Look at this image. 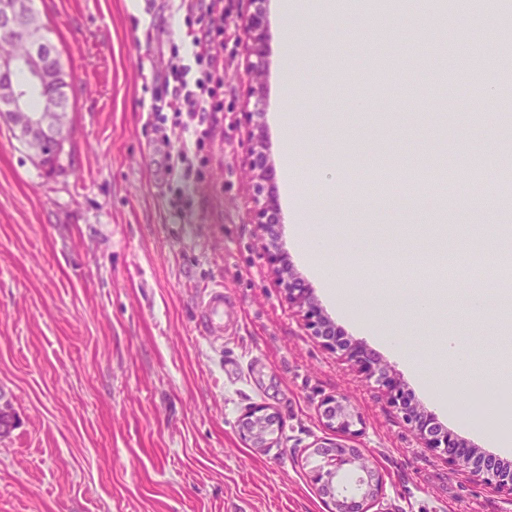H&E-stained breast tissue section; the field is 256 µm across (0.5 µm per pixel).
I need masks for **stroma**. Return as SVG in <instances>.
I'll return each mask as SVG.
<instances>
[{"mask_svg":"<svg viewBox=\"0 0 512 512\" xmlns=\"http://www.w3.org/2000/svg\"><path fill=\"white\" fill-rule=\"evenodd\" d=\"M279 3L263 5L268 52L255 100L241 36L249 0H224L221 17L188 16L177 0H34L74 87L72 132L51 174L0 122V394L19 415L0 439V512H326L309 474L328 435L319 408L329 396L363 420L355 444L383 477L376 512H512V497L423 448L383 391L310 334L263 253H281L330 323L363 343L421 411L512 462V446L488 427L502 407L494 388L448 382L464 372L506 381L499 333L462 308H340L288 212L263 230L252 223L248 164L252 130L273 167L292 148L295 179L322 201L331 236H355L368 256V270L343 272L344 287L366 296L389 288L371 269L393 249L484 257L487 237L512 226V209L477 205L462 183L439 205L429 192L411 197L408 183L417 158L432 156L462 180L468 159L512 144V85L461 103L451 95L470 87L452 77V60L488 52L482 34L501 14L471 8L462 28L410 0L377 26L366 0H344L298 24L304 64L288 88ZM203 27L224 30V65L212 73L222 109L210 113L185 178L165 169L174 115L154 107L170 95L173 48L187 50ZM420 30L425 59L411 54ZM292 113L304 122L289 146ZM328 155L343 164L324 173ZM216 282L238 322L220 348L198 323L199 295ZM386 326L401 332L405 353L379 340ZM449 332L475 356L447 374L439 343ZM256 405L281 422L272 447H251L240 433Z\"/></svg>","mask_w":512,"mask_h":512,"instance_id":"35a3bbf8","label":"stroma"}]
</instances>
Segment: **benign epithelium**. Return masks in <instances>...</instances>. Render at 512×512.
<instances>
[{"instance_id":"1","label":"benign epithelium","mask_w":512,"mask_h":512,"mask_svg":"<svg viewBox=\"0 0 512 512\" xmlns=\"http://www.w3.org/2000/svg\"><path fill=\"white\" fill-rule=\"evenodd\" d=\"M251 0L252 12L244 17L242 34L246 51L251 57L248 94L260 98L262 86L259 78L265 65L267 21L260 3ZM38 22L26 10L25 0H0V74L25 71L31 82L41 87L54 80L60 66L54 63V52L43 47L38 38ZM12 41H19L26 52L16 56L6 50ZM0 120L7 121L22 135L28 156L39 161L55 144H65L70 137L69 115L62 112L55 100L47 99L37 111L29 109L27 95L11 80L0 79ZM250 164L255 179L253 221L259 228L279 223L275 171L268 164L260 136L253 137ZM265 257L279 287L288 298V304L301 317L311 335L323 338L324 345L342 352L359 373L375 379L388 397L390 404L402 413L423 447L442 456L456 468L467 469L478 480L512 496V467L493 455L478 453L450 431L435 425L434 418L421 413L410 392L401 387L381 367L375 356L359 343L349 344L341 338L323 316L307 289L292 279L282 254L267 251ZM321 416L325 426L336 436L355 439L361 434V419L341 397L328 396L321 403ZM245 438L257 447H268L281 426L278 417L256 406L249 409L240 421ZM316 454L332 457L331 467L319 466L312 470L310 481L319 496L329 505V512H371L382 490V478L368 457L353 448L335 442L318 444Z\"/></svg>"}]
</instances>
